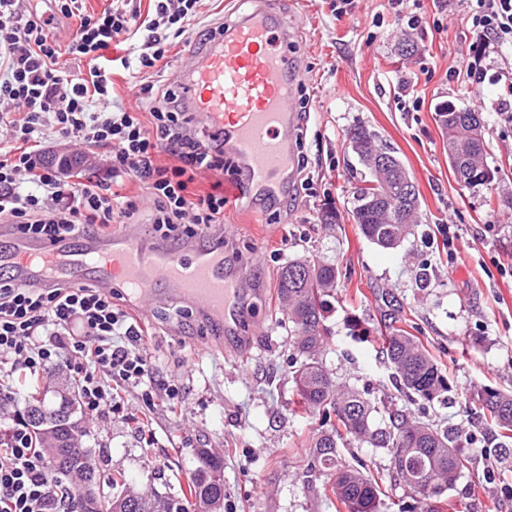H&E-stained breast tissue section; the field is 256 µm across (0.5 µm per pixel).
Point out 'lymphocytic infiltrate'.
<instances>
[{"instance_id": "lymphocytic-infiltrate-1", "label": "lymphocytic infiltrate", "mask_w": 512, "mask_h": 512, "mask_svg": "<svg viewBox=\"0 0 512 512\" xmlns=\"http://www.w3.org/2000/svg\"><path fill=\"white\" fill-rule=\"evenodd\" d=\"M23 0H0V223L16 232L57 240L108 235L113 225L146 219L161 237L208 234L224 221L223 183L191 192L206 171L224 167L220 132L201 138L191 113L181 111L174 89L144 82L136 98L151 101L148 113L119 104L111 75L125 57H106L119 38L141 43L139 66L165 59L170 36L184 35L199 14L201 0H153L141 15L132 0H112L99 14L82 10V0H54L56 18L23 8ZM467 20L478 39L473 56L456 68L472 85L499 87L505 101L496 111L512 126V0H465ZM78 19L68 46L52 35L54 19ZM86 60L83 71L68 70L62 55ZM75 146L106 149L104 163L83 181L62 180L39 151L48 134ZM176 166L158 165L160 152ZM150 191L148 207L121 195L125 180ZM34 380L54 367L69 370L78 383L81 406L93 420L125 411L127 386L140 387L144 403L163 394L178 407L179 386L156 383L152 362L135 319L92 286L18 288L0 280V364ZM72 497L47 476L44 457L23 423L0 439V512H72Z\"/></svg>"}]
</instances>
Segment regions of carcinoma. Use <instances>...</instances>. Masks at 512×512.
<instances>
[{
  "label": "carcinoma",
  "instance_id": "carcinoma-1",
  "mask_svg": "<svg viewBox=\"0 0 512 512\" xmlns=\"http://www.w3.org/2000/svg\"><path fill=\"white\" fill-rule=\"evenodd\" d=\"M474 116V112L459 111L446 101L435 108V121L446 143L456 149L455 159L448 163L465 186L483 185L495 177L486 161L483 122ZM348 139L352 152L368 170L361 195L352 196L360 231L382 248H396L412 234L414 224L398 223L383 200L388 196L398 201L403 196L396 177L380 169L374 159L373 150L384 146L375 132L361 125L350 129ZM337 275L336 265L305 259L288 261L278 273L279 294L288 306V335L295 350L290 373L299 404L322 419L321 429L310 439L305 476L322 478L324 496L335 499L336 507L345 512H379L385 493L369 464L353 454L347 459L341 451L352 440L368 441L389 452L392 477L405 491L396 503L398 512H442L447 492L466 475L479 473L480 460L492 458L502 472L512 473V393L482 388L474 396L479 408L490 415L488 431L493 440V446L481 448L478 456L462 450V441L474 437L459 425L438 427L396 411L389 414L385 427L372 428L375 406L358 390L339 385L320 358L326 342V298L335 291ZM381 354L395 388L410 403H454L448 378L429 351L407 332L393 330L385 335ZM29 387L24 412L37 405L46 421L40 426L28 420L25 424L44 454L51 478L61 484L69 482L75 500L92 484L102 491L99 512H218L223 505L224 459L207 448L197 451L186 494H148L115 478L106 483V476L93 462L95 450H78V429L68 421L79 406L76 390L70 386L58 389L49 399L38 384L32 382ZM480 473L483 481L493 482L494 471ZM106 486L122 490L105 494Z\"/></svg>",
  "mask_w": 512,
  "mask_h": 512
}]
</instances>
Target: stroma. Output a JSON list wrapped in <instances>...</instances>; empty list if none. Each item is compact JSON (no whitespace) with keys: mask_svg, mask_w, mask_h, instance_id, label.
<instances>
[{"mask_svg":"<svg viewBox=\"0 0 512 512\" xmlns=\"http://www.w3.org/2000/svg\"><path fill=\"white\" fill-rule=\"evenodd\" d=\"M387 0H353L349 15L331 16L323 0H280L295 31L292 50L302 78L295 103L308 114L297 136L296 160L304 178L292 181L274 202L244 199L236 186L237 164L203 173L194 190L223 182L228 202L224 255L247 264L261 294L246 300V315L233 334H212L188 305L163 304L141 315L147 350L158 380L180 385L183 412L164 404L149 408L139 389H129L128 411L150 416L154 436L143 440L121 418L92 421L77 413L83 444L105 455L108 471L124 474L141 490L176 493L197 463L201 448L224 457L221 512H336L319 478H304L307 438L319 421L296 405L290 375L292 349L277 277L288 260L305 257L336 265L339 279L328 300L326 368L371 400L390 388L389 369L377 348L385 324L407 331L426 346L459 393L453 407L425 406L420 415L438 424L462 425L485 446L486 422L472 401L483 387L512 391V131L493 112L497 87L471 86L450 77L472 34L454 0H420L423 23L403 27L386 10ZM441 27H434V20ZM419 49L398 54L402 38ZM192 45L177 38L167 64L143 75L139 47L128 40L118 55L128 68L112 74L114 94L135 103L143 79L178 84ZM415 77L420 106L402 112L399 83ZM480 112L487 162L500 174L491 185L465 187L448 165V146L434 119L439 102ZM364 125L394 148L420 194L413 235L394 249L367 240L351 217L352 189L365 173L347 139ZM337 210V223L319 221L322 208ZM428 264L430 283L417 287L415 273ZM395 297L389 310L387 297ZM443 512H512V479L480 485L461 479Z\"/></svg>","mask_w":512,"mask_h":512,"instance_id":"1","label":"stroma"}]
</instances>
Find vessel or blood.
<instances>
[{"instance_id":"vessel-or-blood-1","label":"vessel or blood","mask_w":512,"mask_h":512,"mask_svg":"<svg viewBox=\"0 0 512 512\" xmlns=\"http://www.w3.org/2000/svg\"><path fill=\"white\" fill-rule=\"evenodd\" d=\"M299 75L288 17L266 6L243 11L181 68L184 111L223 129L224 151L236 159L251 199H275L286 188L285 174L294 165ZM10 237V246L0 249V277L16 287H120L138 311L182 302L228 333L244 318L251 273L245 264L226 266L223 232L175 246L147 239L135 224L79 245Z\"/></svg>"}]
</instances>
